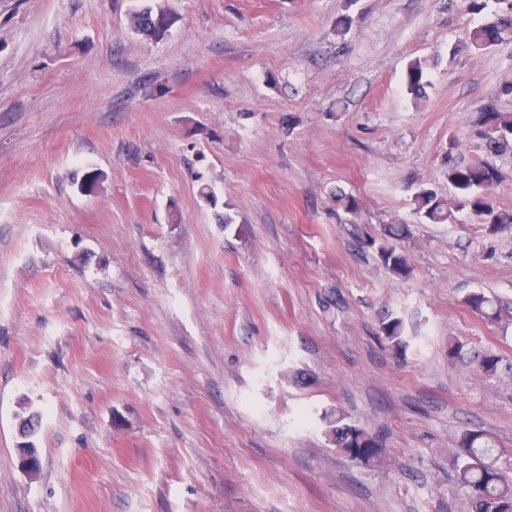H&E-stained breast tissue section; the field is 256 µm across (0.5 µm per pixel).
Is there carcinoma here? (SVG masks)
Listing matches in <instances>:
<instances>
[{
    "instance_id": "cac0c4a2",
    "label": "carcinoma",
    "mask_w": 512,
    "mask_h": 512,
    "mask_svg": "<svg viewBox=\"0 0 512 512\" xmlns=\"http://www.w3.org/2000/svg\"><path fill=\"white\" fill-rule=\"evenodd\" d=\"M498 5L493 18L469 28L463 44L474 50H487L504 39L512 30V0H465V11L469 15L482 16L490 4ZM135 32L150 38L166 36L171 27L170 16L162 6L146 7L131 16ZM426 62L415 59L408 63L403 85L407 94L418 100L427 84ZM512 99V80L506 79L493 90L490 101L478 113L468 127L467 133L484 142L491 156L512 149V112L502 111L498 103ZM448 184L454 189V198L448 199L432 188L420 186L414 193L415 213L434 224H455L457 213L468 211L488 236L496 235L512 226V212L498 208L493 202V193L502 180L500 170L489 160L464 163L448 153V169L445 172ZM379 262L395 275L406 278L410 274L406 253L394 245H376ZM463 304L472 313L493 322H512V309L504 308L500 302L480 290L468 293ZM380 334L385 340L402 346V321L390 318L380 325ZM500 359L496 355L484 354L476 358L475 369L482 374L496 372ZM341 412L326 413L322 421L327 424V435L336 449L353 461L368 462L383 447L381 440L354 425L344 423ZM499 457L493 453V444L480 431L468 430L459 442V451L453 459L456 483L465 489L471 512H512V469L498 466Z\"/></svg>"
}]
</instances>
